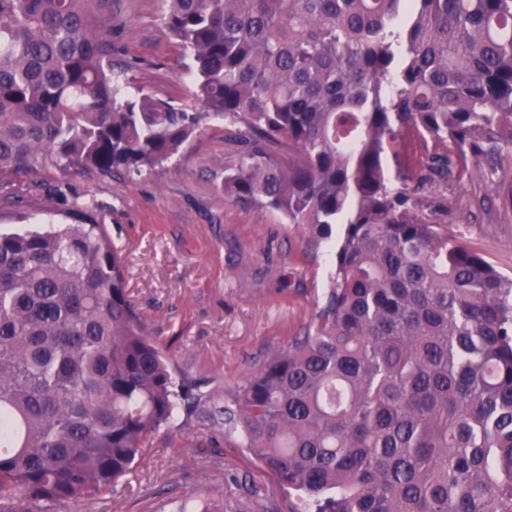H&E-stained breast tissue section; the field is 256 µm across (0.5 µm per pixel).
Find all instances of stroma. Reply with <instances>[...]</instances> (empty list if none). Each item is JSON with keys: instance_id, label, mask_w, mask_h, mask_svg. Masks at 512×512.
I'll list each match as a JSON object with an SVG mask.
<instances>
[{"instance_id": "35a3bbf8", "label": "stroma", "mask_w": 512, "mask_h": 512, "mask_svg": "<svg viewBox=\"0 0 512 512\" xmlns=\"http://www.w3.org/2000/svg\"><path fill=\"white\" fill-rule=\"evenodd\" d=\"M100 31L112 64L131 88L194 105L181 58L164 27L163 0H109ZM245 129L207 123L161 169L103 174L72 166L0 178V227L64 224L72 205L106 225L121 247L129 299L166 349L177 380L199 399L152 433L142 458L111 493L47 512H175L207 501L222 512H303L224 428V393L312 324L329 283L326 245L278 212L233 202L224 177L247 150ZM439 145L408 133L388 150L391 176L425 184L421 213L449 238L512 278V150L495 166L425 180Z\"/></svg>"}]
</instances>
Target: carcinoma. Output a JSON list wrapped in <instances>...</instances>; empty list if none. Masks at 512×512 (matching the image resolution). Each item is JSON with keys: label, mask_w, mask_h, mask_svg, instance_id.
I'll use <instances>...</instances> for the list:
<instances>
[{"label": "carcinoma", "mask_w": 512, "mask_h": 512, "mask_svg": "<svg viewBox=\"0 0 512 512\" xmlns=\"http://www.w3.org/2000/svg\"><path fill=\"white\" fill-rule=\"evenodd\" d=\"M105 4L0 0V176L140 175L242 124L224 193L341 231L312 326L225 423L314 512H512V278L385 167L402 128L445 147L430 179L512 148V0H164L195 112L124 91ZM187 397L106 225L0 230V512L110 492Z\"/></svg>", "instance_id": "1"}]
</instances>
